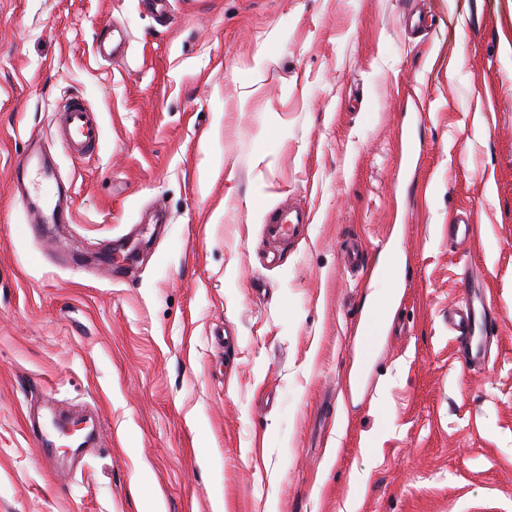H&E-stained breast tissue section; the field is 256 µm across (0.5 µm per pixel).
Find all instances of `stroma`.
Instances as JSON below:
<instances>
[{"instance_id":"stroma-1","label":"stroma","mask_w":512,"mask_h":512,"mask_svg":"<svg viewBox=\"0 0 512 512\" xmlns=\"http://www.w3.org/2000/svg\"><path fill=\"white\" fill-rule=\"evenodd\" d=\"M170 3L0 0V512H512V0ZM69 95L103 126L83 159ZM34 140L72 196L38 239ZM284 199L313 222L269 266ZM476 275L482 370L448 330ZM51 407L99 423L55 473L29 425ZM115 32H117V38H114ZM126 49V40L124 34L115 29L112 28L110 31L109 29H105L95 47L96 54L101 58L111 57L117 58L124 55ZM58 141L64 151L76 156L98 149L102 128L97 112L79 97L69 96L57 107ZM453 235L461 243H471L478 234L479 225L476 224L472 211L463 210L457 213L452 224Z\"/></svg>"}]
</instances>
